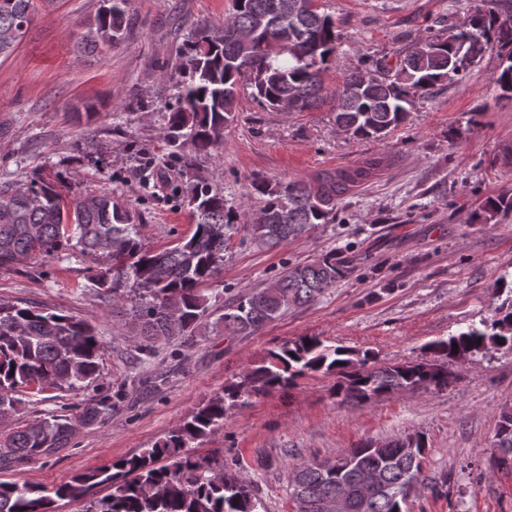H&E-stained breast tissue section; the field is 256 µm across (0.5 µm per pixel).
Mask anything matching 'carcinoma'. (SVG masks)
Listing matches in <instances>:
<instances>
[{"mask_svg": "<svg viewBox=\"0 0 512 512\" xmlns=\"http://www.w3.org/2000/svg\"><path fill=\"white\" fill-rule=\"evenodd\" d=\"M129 0H103L94 24L81 40V50L114 47L129 34ZM226 23L204 22L178 46L180 67L188 78L179 82L175 104L165 127L178 151L209 153L224 140L235 119L238 89L260 107L290 112L318 109L329 97L334 122L357 140H384L405 122L412 97L430 94L442 81L459 83L496 44L512 45V12L501 0H483L448 35L427 34L398 54L393 67L368 57L344 72L342 82L324 94L323 74L336 55V30L317 0H231ZM36 0H0V57L19 45ZM512 94V54L494 78ZM380 161L366 157L358 164L315 174L310 180L275 184L256 175L248 198L259 200L257 216L245 206L230 205L224 191L195 178L189 181L192 235L174 247L152 253L144 247L139 215L107 192L87 193L67 202L56 186L34 176L0 181V267L33 254L82 257L100 267L91 278L98 297L130 303L138 350L150 351L174 336L190 335L208 310L204 286L224 267L230 231L245 224L251 239L276 247L336 217V207L351 191L378 176ZM512 209V195L487 198L473 212V222L489 224ZM348 273L334 256L288 267L260 290L245 291L224 304L214 328L231 334L264 328L290 306L315 300ZM498 317L484 328L430 344L429 362H404L383 368L369 366L367 351L332 347L317 336H301L270 352L248 368L242 381L227 387L194 411L162 442L112 467L85 472L48 492L37 486L0 483V512H55L59 500L82 499L89 489L108 484L111 492L89 502L86 512H258L254 491L239 472L214 470L204 459H191L185 449L224 425L239 398L290 386L308 371L337 370L343 381L336 395L363 404L380 395L421 387H448V362L468 359L490 349L512 350V289L497 308ZM104 344L86 319L0 303V414L19 411V394L38 383L46 388L78 391L100 377ZM112 410L102 396L78 414L35 419L0 441V465L31 457H50L69 445L77 424L87 425ZM402 439L365 440L335 458L340 473L316 462L293 467L291 498L319 512L317 504L336 493L342 482L353 504L351 512H405L407 486L422 484V457L402 453ZM501 468L512 464V411L502 412L495 434ZM167 458L172 463L158 465Z\"/></svg>", "mask_w": 512, "mask_h": 512, "instance_id": "1", "label": "carcinoma"}]
</instances>
